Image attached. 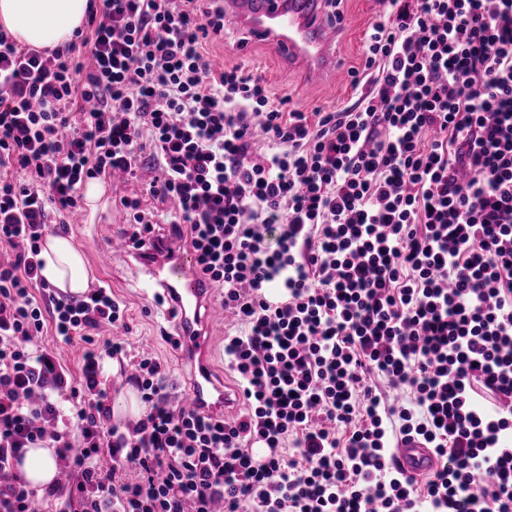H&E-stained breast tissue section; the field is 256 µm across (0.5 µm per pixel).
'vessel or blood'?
I'll return each mask as SVG.
<instances>
[{
  "instance_id": "vessel-or-blood-1",
  "label": "vessel or blood",
  "mask_w": 512,
  "mask_h": 512,
  "mask_svg": "<svg viewBox=\"0 0 512 512\" xmlns=\"http://www.w3.org/2000/svg\"><path fill=\"white\" fill-rule=\"evenodd\" d=\"M223 7L225 23L245 31L251 43L270 46L279 61L310 82L341 71L337 47L349 25L341 18L328 20L324 0H224ZM169 247L168 255L151 261L135 256L127 238L115 236L102 247L101 257L134 255L144 293L174 310L178 350L191 371L182 406L195 411L233 407L235 394L216 382L207 362L208 329L224 311L213 299V286L200 272L195 254L175 238ZM394 456L399 469L417 480L436 466L432 450L415 438L396 448Z\"/></svg>"
}]
</instances>
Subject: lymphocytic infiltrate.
Returning <instances> with one entry per match:
<instances>
[{"mask_svg": "<svg viewBox=\"0 0 512 512\" xmlns=\"http://www.w3.org/2000/svg\"><path fill=\"white\" fill-rule=\"evenodd\" d=\"M382 6L330 112L215 70L199 0H99L52 50L0 29V512H38L9 464L37 442L58 512H512V0ZM115 170L144 181L134 246L166 222L232 315L239 416L181 408L110 288L41 278L53 217ZM113 361L146 406L121 427ZM412 437L419 482L392 456ZM43 343L56 349L59 353L61 359L64 363L75 372L77 369L78 359L80 356V351L75 350V343L72 345H67L61 340H59L56 336H53L50 330L47 335L43 336ZM399 469L414 479L421 480L436 466V458L430 448L416 438L406 440L394 452Z\"/></svg>", "mask_w": 512, "mask_h": 512, "instance_id": "f902f5d3", "label": "lymphocytic infiltrate"}]
</instances>
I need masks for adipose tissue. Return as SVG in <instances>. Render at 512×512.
<instances>
[{"label": "adipose tissue", "mask_w": 512, "mask_h": 512, "mask_svg": "<svg viewBox=\"0 0 512 512\" xmlns=\"http://www.w3.org/2000/svg\"><path fill=\"white\" fill-rule=\"evenodd\" d=\"M88 0H0V27L22 45L55 48L72 40L83 24ZM41 276L51 285L75 295L89 286L82 253L62 236L49 235L41 245ZM30 489L43 491L56 473L54 449L34 445L18 469Z\"/></svg>", "instance_id": "ef3b65f1"}]
</instances>
